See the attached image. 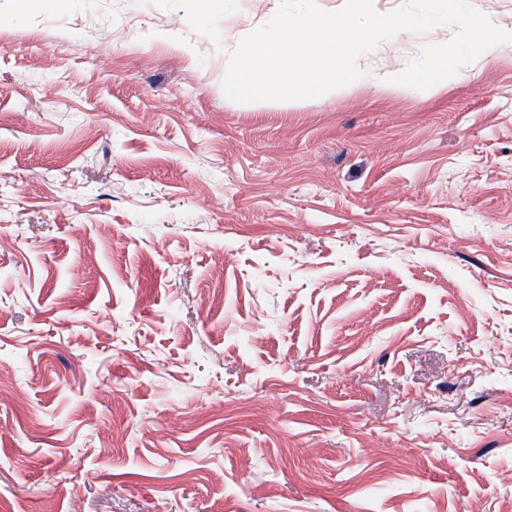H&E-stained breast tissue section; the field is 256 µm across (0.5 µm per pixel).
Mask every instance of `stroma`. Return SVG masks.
<instances>
[{
    "label": "stroma",
    "mask_w": 512,
    "mask_h": 512,
    "mask_svg": "<svg viewBox=\"0 0 512 512\" xmlns=\"http://www.w3.org/2000/svg\"><path fill=\"white\" fill-rule=\"evenodd\" d=\"M280 0H0V512H512V43L229 101Z\"/></svg>",
    "instance_id": "obj_1"
}]
</instances>
